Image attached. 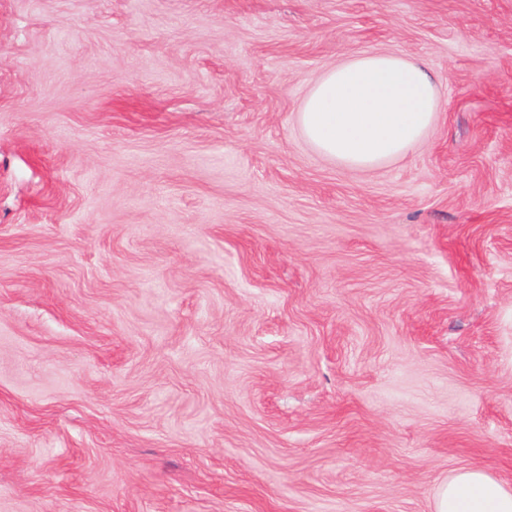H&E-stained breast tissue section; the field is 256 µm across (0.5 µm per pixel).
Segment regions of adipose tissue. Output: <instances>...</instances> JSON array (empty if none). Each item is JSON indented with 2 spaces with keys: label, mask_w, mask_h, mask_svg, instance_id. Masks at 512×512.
Here are the masks:
<instances>
[{
  "label": "adipose tissue",
  "mask_w": 512,
  "mask_h": 512,
  "mask_svg": "<svg viewBox=\"0 0 512 512\" xmlns=\"http://www.w3.org/2000/svg\"><path fill=\"white\" fill-rule=\"evenodd\" d=\"M438 84L426 64L395 53H362L312 84L296 119L320 155L359 171L405 157L439 112ZM434 512H512V489L473 467L437 490Z\"/></svg>",
  "instance_id": "ef3b65f1"
}]
</instances>
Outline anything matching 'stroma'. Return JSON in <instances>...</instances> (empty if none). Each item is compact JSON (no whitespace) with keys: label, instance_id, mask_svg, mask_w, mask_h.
Masks as SVG:
<instances>
[{"label":"stroma","instance_id":"1","mask_svg":"<svg viewBox=\"0 0 512 512\" xmlns=\"http://www.w3.org/2000/svg\"><path fill=\"white\" fill-rule=\"evenodd\" d=\"M424 61L373 171L297 112ZM512 488V0H0V512H434ZM439 102L424 62L367 52L322 73L296 119L317 153L370 171L413 151L435 123ZM434 512H512V489L480 468L461 469L438 488Z\"/></svg>","mask_w":512,"mask_h":512}]
</instances>
